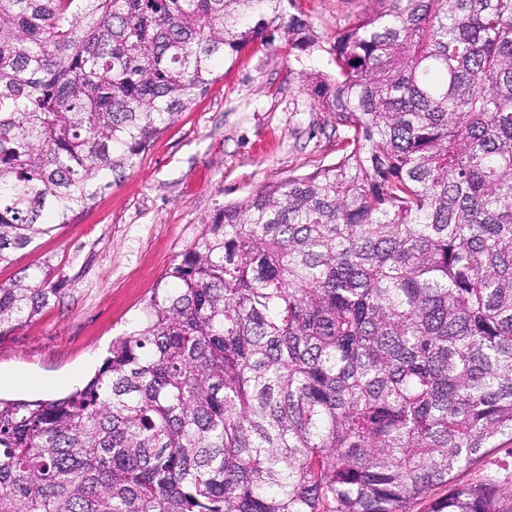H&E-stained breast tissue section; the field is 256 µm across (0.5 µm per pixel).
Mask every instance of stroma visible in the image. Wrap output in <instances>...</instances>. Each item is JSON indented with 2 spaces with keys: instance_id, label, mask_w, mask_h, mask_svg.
Listing matches in <instances>:
<instances>
[{
  "instance_id": "1",
  "label": "stroma",
  "mask_w": 512,
  "mask_h": 512,
  "mask_svg": "<svg viewBox=\"0 0 512 512\" xmlns=\"http://www.w3.org/2000/svg\"><path fill=\"white\" fill-rule=\"evenodd\" d=\"M369 7V0H296L311 26L310 51L292 50L278 36L220 66L207 93L120 181L73 223L0 267L6 285L21 270L51 265L60 289L40 316L0 336V372L28 378L1 397L55 399L83 387L217 209L336 162L347 131L319 108L310 77L334 73L329 48L336 32ZM457 479L512 489V441Z\"/></svg>"
}]
</instances>
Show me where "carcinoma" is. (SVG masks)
<instances>
[{"label": "carcinoma", "mask_w": 512, "mask_h": 512, "mask_svg": "<svg viewBox=\"0 0 512 512\" xmlns=\"http://www.w3.org/2000/svg\"><path fill=\"white\" fill-rule=\"evenodd\" d=\"M335 163L226 204L81 389L0 398V512H512V0H370ZM295 0H0V265L112 187ZM59 289L0 285V336ZM512 441L502 445L481 463L457 474L463 483H494L504 489H512Z\"/></svg>", "instance_id": "cac0c4a2"}]
</instances>
